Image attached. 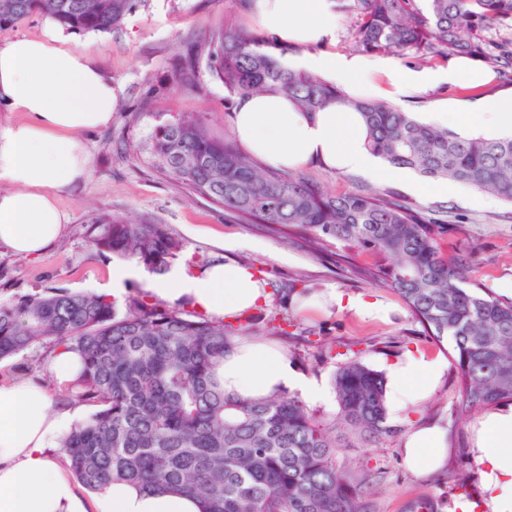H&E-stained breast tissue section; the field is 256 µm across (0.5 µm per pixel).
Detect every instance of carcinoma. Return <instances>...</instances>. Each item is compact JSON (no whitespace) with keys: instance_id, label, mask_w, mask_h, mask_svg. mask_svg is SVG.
<instances>
[{"instance_id":"obj_1","label":"carcinoma","mask_w":512,"mask_h":512,"mask_svg":"<svg viewBox=\"0 0 512 512\" xmlns=\"http://www.w3.org/2000/svg\"><path fill=\"white\" fill-rule=\"evenodd\" d=\"M0 29L33 14L78 33L119 27L144 0H9ZM356 15L352 47L429 63L470 56L500 73L512 49L486 39L512 31V0H336ZM288 48L235 27L193 39L174 87L200 55L224 86L225 101L283 95L304 112L343 106L359 113L367 148L390 165L470 186L512 205V135L464 137L423 124L390 103L354 97L281 59ZM152 168L171 183L272 233L309 232L369 252L364 278L396 292L433 340L448 341L459 378L454 413L467 421L512 404V300L470 282L469 262L444 256L448 225L390 192L330 195L281 169H260L237 137L217 138L197 117L158 120L148 144ZM90 249L164 273L184 249L165 224L98 217ZM249 321L224 322L170 308L140 292L121 308L104 294L47 287L0 298V360L44 344L81 360L69 393L97 410L59 441L69 467L93 491L124 480L143 490L196 497L201 512H372L364 487L377 473L336 465L341 448H378L410 431L389 421L385 377L360 352L333 375L338 411L317 418L297 395L240 401L216 376L224 351Z\"/></svg>"}]
</instances>
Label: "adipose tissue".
Returning <instances> with one entry per match:
<instances>
[{
	"instance_id": "ef3b65f1",
	"label": "adipose tissue",
	"mask_w": 512,
	"mask_h": 512,
	"mask_svg": "<svg viewBox=\"0 0 512 512\" xmlns=\"http://www.w3.org/2000/svg\"><path fill=\"white\" fill-rule=\"evenodd\" d=\"M257 11L262 27L279 43L305 49L334 25L329 0H259ZM292 66L375 94L380 88L374 75L389 69L383 59L307 50ZM120 92L93 53L74 48L61 29L0 44V106L23 115L0 127V247L37 257L63 235L67 216L57 197L91 174L80 135L111 123ZM424 120L465 134H512V93L466 109L443 106ZM232 125L246 153L267 167L298 170L316 161L375 181L397 180L418 195L448 191L444 185L424 186L410 172L373 155L359 114L343 107L310 116L287 97L256 95L238 102ZM133 278L144 280L156 297L188 298L217 318L254 310L270 297L252 269L238 262L214 265L201 276L175 264L158 277L127 263L113 268L109 295L121 296ZM388 371L389 404L406 413L433 393L448 362L409 351ZM219 375L225 394L240 400L288 392L309 403L329 397L322 381L299 372L287 351L269 340L238 339L225 351ZM72 419L70 411L54 407L42 387L26 381L0 385V512H200L189 495L147 492L127 483L111 484L85 499L49 453ZM447 444L439 425L417 428L404 443V459L415 474L434 472L444 464ZM472 459L480 473L483 512H512V408L480 421Z\"/></svg>"
}]
</instances>
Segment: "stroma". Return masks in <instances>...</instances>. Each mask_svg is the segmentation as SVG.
Returning a JSON list of instances; mask_svg holds the SVG:
<instances>
[{
    "label": "stroma",
    "mask_w": 512,
    "mask_h": 512,
    "mask_svg": "<svg viewBox=\"0 0 512 512\" xmlns=\"http://www.w3.org/2000/svg\"><path fill=\"white\" fill-rule=\"evenodd\" d=\"M236 25L258 29L256 8L244 0H146L122 26L109 34H75L74 47L89 49L103 72L123 87L106 127L82 134L93 174L85 182L63 191L57 198L68 217L64 236L36 259H24L0 248V298L22 295L46 286L76 291L103 292L116 265L115 259L92 251L85 238L91 220L101 215L140 217L168 225L186 245L180 260L195 275L209 266L236 260L251 264L263 278L285 284L296 279L313 287L315 294L338 289L382 301L390 309L386 320L363 319L329 308L300 311L297 301L272 300L269 308L252 314V336L266 330L269 310L287 313L298 329L295 337L279 338L290 359L307 375L331 384L336 361L320 356L309 346V332H317L335 352H361L370 367L387 371L407 350L429 356H449L448 343L426 336L422 325L410 314L400 296L391 289L360 280L355 269L373 263L371 254L353 255L338 263L341 249L335 240L317 245L307 233L281 238L262 225L245 224L233 214L215 207L207 199L176 187L153 171L135 147L147 139L157 115L194 114L202 118L214 135L230 133L231 112L224 101L223 85L213 81L205 63H198L191 84L175 90L173 78L181 45L202 33ZM512 93V78L494 75L483 85L464 77L409 89L400 107L422 117L442 104L464 106L480 99ZM309 182L331 193L375 188L376 183L360 175L326 169L312 162L301 170ZM386 190L414 201L428 216L443 220L448 233L439 242L451 256H470V278L495 296L512 297V205L490 199L488 194L452 183L444 195L416 197L405 185L389 182ZM236 241L225 249V241ZM50 346L0 360V383L27 380L45 388L61 406H75L76 420L93 410L86 403L72 404L59 391L49 372ZM457 372L449 370L431 396L415 407L410 416L417 424L433 421L449 433H472V425L458 426L454 406ZM404 436L386 441L380 448H344L336 455L340 466L379 468L384 477L368 490L373 512H409L412 502L433 500L437 512H447L454 492L450 475L462 468L455 456H447L443 470L427 476L414 475L401 454ZM476 475L475 464L464 466Z\"/></svg>",
    "instance_id": "obj_1"
}]
</instances>
